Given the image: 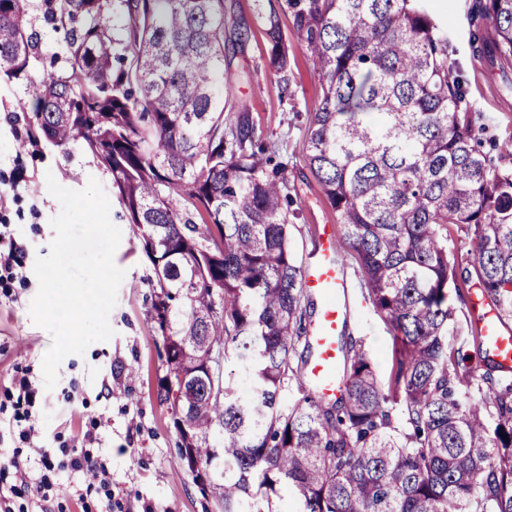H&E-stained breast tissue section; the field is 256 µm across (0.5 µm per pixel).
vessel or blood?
Here are the masks:
<instances>
[{"label":"vessel or blood","mask_w":512,"mask_h":512,"mask_svg":"<svg viewBox=\"0 0 512 512\" xmlns=\"http://www.w3.org/2000/svg\"><path fill=\"white\" fill-rule=\"evenodd\" d=\"M337 245L333 234L323 233L314 253V265L304 274L303 287L316 295L320 306L312 331L313 353L305 367V377L316 397L328 399L336 394V362L339 358L336 336L347 319L344 301L347 282L336 258ZM486 342L499 359L512 365V334L502 333L495 320L484 327Z\"/></svg>","instance_id":"obj_1"}]
</instances>
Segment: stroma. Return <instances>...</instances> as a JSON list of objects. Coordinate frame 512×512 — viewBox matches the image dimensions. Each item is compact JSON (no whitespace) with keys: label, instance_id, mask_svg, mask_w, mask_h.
Wrapping results in <instances>:
<instances>
[{"label":"stroma","instance_id":"obj_1","mask_svg":"<svg viewBox=\"0 0 512 512\" xmlns=\"http://www.w3.org/2000/svg\"><path fill=\"white\" fill-rule=\"evenodd\" d=\"M448 23L453 60L466 80L469 99L492 133H512V75L505 77L474 58L468 45L466 0H432ZM227 14L245 26L243 47H226L224 68L237 78L235 100L266 135L276 158L287 166L292 188L291 247L299 263L309 264L323 228L338 231L335 211L325 200L305 162L304 141L322 88L292 19L282 15L290 42L293 95L280 97L264 65L267 40L259 0H224ZM23 82H0V226H6L23 249L20 276L0 281V455L19 453L30 466L39 457L19 439L14 420L22 377L35 392L27 422L39 430V447L64 460L73 440L90 432L100 439L95 453L112 470V512H219L216 498L202 494L178 460L177 435L166 404L157 392L165 369L159 337L150 320L151 294L144 279L148 260L130 234H123L115 262L125 276L109 316L114 330L106 342L91 344L84 356L65 358L54 389H46L43 357L51 345L48 331L37 326L29 306L38 291L33 273L36 257L47 256L54 238L51 218L61 211L47 189V175L66 188L80 190L89 180L111 187V176L86 147H53L34 129L24 112ZM111 215L121 210L110 192ZM344 272L349 309L344 336L363 340L381 380H389L395 359L393 333L362 295L361 272L353 253H346ZM137 377L128 380V368Z\"/></svg>","mask_w":512,"mask_h":512}]
</instances>
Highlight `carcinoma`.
Wrapping results in <instances>:
<instances>
[{
  "instance_id": "obj_1",
  "label": "carcinoma",
  "mask_w": 512,
  "mask_h": 512,
  "mask_svg": "<svg viewBox=\"0 0 512 512\" xmlns=\"http://www.w3.org/2000/svg\"><path fill=\"white\" fill-rule=\"evenodd\" d=\"M63 65L38 75L29 0H0V81L22 80L40 134L87 147L111 175L149 266L166 374L158 395L179 459L209 472L221 512H512V380L459 377L464 335L448 226L470 245L475 285L512 320V135L485 139L427 0H267L266 67L292 96L289 13L322 87L305 158L355 255L362 292L395 333L383 386L347 339L332 402L286 406L305 342L303 268L289 241L286 165L236 112L224 0H42ZM469 45L512 67V0H469ZM218 358L207 372L202 358ZM249 373L243 399L226 363Z\"/></svg>"
}]
</instances>
